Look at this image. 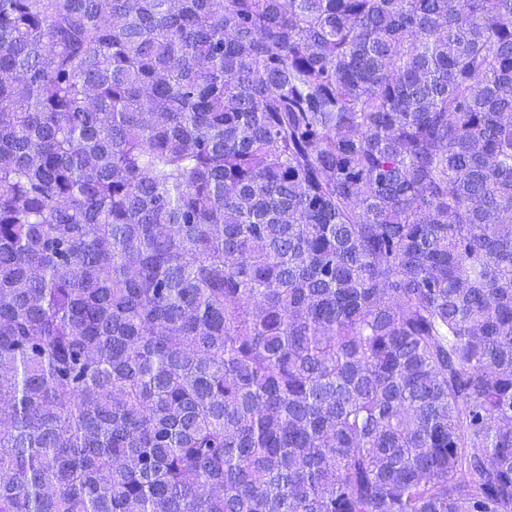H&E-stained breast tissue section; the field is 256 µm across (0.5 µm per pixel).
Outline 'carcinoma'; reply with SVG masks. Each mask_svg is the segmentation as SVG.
<instances>
[{"label":"carcinoma","mask_w":512,"mask_h":512,"mask_svg":"<svg viewBox=\"0 0 512 512\" xmlns=\"http://www.w3.org/2000/svg\"><path fill=\"white\" fill-rule=\"evenodd\" d=\"M0 512H512V0H0Z\"/></svg>","instance_id":"carcinoma-1"}]
</instances>
